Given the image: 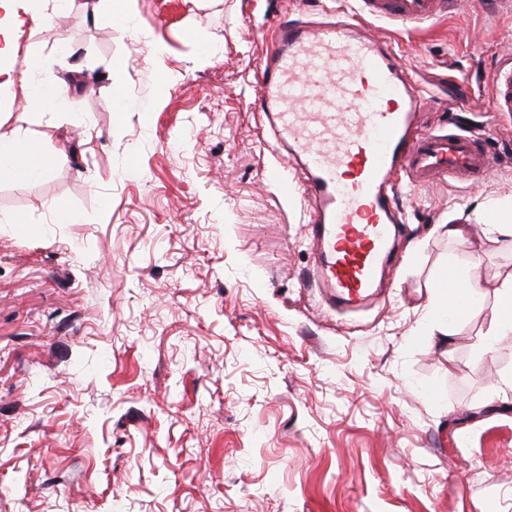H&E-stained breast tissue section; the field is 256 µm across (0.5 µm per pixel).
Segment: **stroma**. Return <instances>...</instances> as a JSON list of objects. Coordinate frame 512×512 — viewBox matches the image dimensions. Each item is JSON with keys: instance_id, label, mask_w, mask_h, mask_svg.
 Segmentation results:
<instances>
[{"instance_id": "stroma-1", "label": "stroma", "mask_w": 512, "mask_h": 512, "mask_svg": "<svg viewBox=\"0 0 512 512\" xmlns=\"http://www.w3.org/2000/svg\"><path fill=\"white\" fill-rule=\"evenodd\" d=\"M335 0H73L17 62L55 112L0 88V120L66 157L0 174V512H512V335L481 342L512 241L482 254L486 306L443 345L456 251L512 196V0H448L423 28L368 20L423 94L425 131L478 139L493 173L399 185L390 270L350 311L311 282L313 201L283 200L256 105L278 25ZM490 96L496 112H512V63L502 65L491 85ZM512 114V113H511Z\"/></svg>"}]
</instances>
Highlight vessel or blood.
<instances>
[{
	"instance_id": "1",
	"label": "vessel or blood",
	"mask_w": 512,
	"mask_h": 512,
	"mask_svg": "<svg viewBox=\"0 0 512 512\" xmlns=\"http://www.w3.org/2000/svg\"><path fill=\"white\" fill-rule=\"evenodd\" d=\"M360 16L424 23L445 0H355ZM493 108L512 112V63L491 85ZM423 97L392 53L355 29L345 10L278 26L262 71L260 112L279 149L305 178L315 201L314 279L346 304L367 299L388 252L399 210L391 179L478 181L486 149L457 133H422Z\"/></svg>"
}]
</instances>
